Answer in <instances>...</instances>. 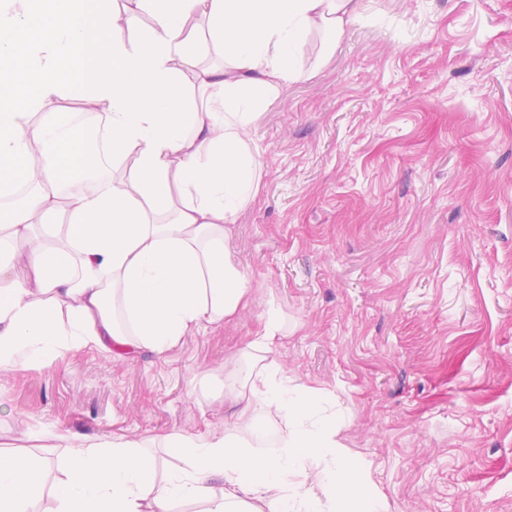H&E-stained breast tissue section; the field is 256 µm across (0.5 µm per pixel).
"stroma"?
Here are the masks:
<instances>
[{
  "mask_svg": "<svg viewBox=\"0 0 512 512\" xmlns=\"http://www.w3.org/2000/svg\"><path fill=\"white\" fill-rule=\"evenodd\" d=\"M321 41L258 106L261 190L229 241L254 302L162 359L0 369V447L223 431L273 307L278 364L335 399L389 512H512V0H369Z\"/></svg>",
  "mask_w": 512,
  "mask_h": 512,
  "instance_id": "stroma-1",
  "label": "stroma"
}]
</instances>
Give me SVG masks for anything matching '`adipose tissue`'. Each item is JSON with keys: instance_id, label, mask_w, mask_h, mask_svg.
I'll return each instance as SVG.
<instances>
[{"instance_id": "1", "label": "adipose tissue", "mask_w": 512, "mask_h": 512, "mask_svg": "<svg viewBox=\"0 0 512 512\" xmlns=\"http://www.w3.org/2000/svg\"><path fill=\"white\" fill-rule=\"evenodd\" d=\"M101 2L0 0V193L20 180L35 185L22 205L0 206L1 369L46 365L89 344L162 358L250 305L255 289L228 239L261 189L255 108L297 79L309 33L324 32L335 50L365 9L364 0H126L120 11ZM90 13L95 23H86ZM145 13L153 26L124 41L121 28ZM210 45L224 65L199 74L198 107L179 66ZM74 72L100 111L77 124L40 118L67 95ZM24 79L37 91L20 112L12 90ZM100 126L113 162L132 167L85 189L82 131ZM63 205L68 223L36 230L33 217ZM280 333L268 310L224 387L235 411L223 432L160 438L185 462L167 477L139 441L54 432L66 461L59 512H169L175 502H203L208 512H388L323 397L281 374ZM272 429L278 451L253 454ZM47 469L44 458L0 448V512H33Z\"/></svg>"}]
</instances>
